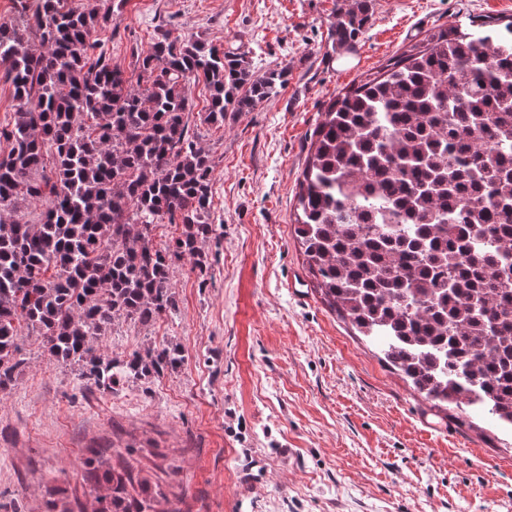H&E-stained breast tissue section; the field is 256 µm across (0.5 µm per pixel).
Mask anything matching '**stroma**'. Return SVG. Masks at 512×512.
I'll return each mask as SVG.
<instances>
[{
	"label": "stroma",
	"mask_w": 512,
	"mask_h": 512,
	"mask_svg": "<svg viewBox=\"0 0 512 512\" xmlns=\"http://www.w3.org/2000/svg\"><path fill=\"white\" fill-rule=\"evenodd\" d=\"M350 0H127L101 38L131 73L157 26L245 52L279 92L217 129L190 85L189 121L215 161L209 268L177 263L174 318L120 323L105 354L179 345L183 362L102 392L24 337L0 392V512H44L50 488L82 497L81 462L121 436L130 463L180 512H512V433L432 406L322 301L295 239L311 134L330 101L427 34L512 18V0H370L347 47ZM368 21L369 15L367 14L366 1H359L356 9L341 12L336 15V21L333 24L336 39L341 43L351 40L356 32Z\"/></svg>",
	"instance_id": "35a3bbf8"
}]
</instances>
